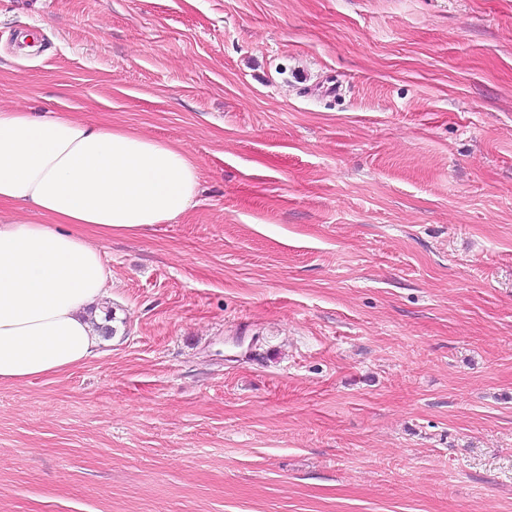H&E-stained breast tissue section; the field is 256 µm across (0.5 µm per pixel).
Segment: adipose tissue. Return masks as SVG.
<instances>
[{
	"label": "adipose tissue",
	"mask_w": 512,
	"mask_h": 512,
	"mask_svg": "<svg viewBox=\"0 0 512 512\" xmlns=\"http://www.w3.org/2000/svg\"><path fill=\"white\" fill-rule=\"evenodd\" d=\"M199 169L183 147L82 120L0 107V384L97 357L93 314L107 269L85 230L136 233L193 206Z\"/></svg>",
	"instance_id": "1"
}]
</instances>
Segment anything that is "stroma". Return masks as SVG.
Returning a JSON list of instances; mask_svg holds the SVG:
<instances>
[{
    "instance_id": "obj_1",
    "label": "stroma",
    "mask_w": 512,
    "mask_h": 512,
    "mask_svg": "<svg viewBox=\"0 0 512 512\" xmlns=\"http://www.w3.org/2000/svg\"><path fill=\"white\" fill-rule=\"evenodd\" d=\"M0 105L201 174L0 385V512H512V0H0Z\"/></svg>"
}]
</instances>
